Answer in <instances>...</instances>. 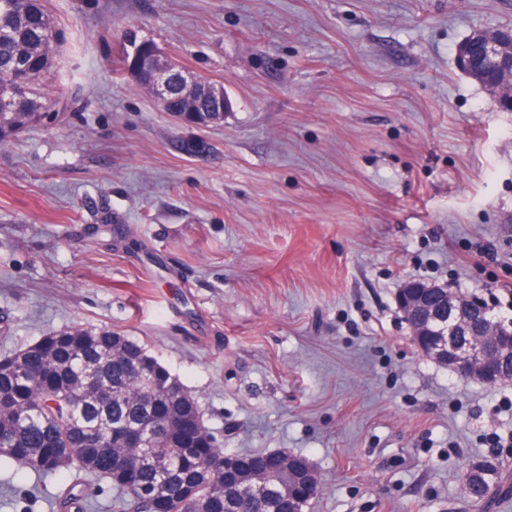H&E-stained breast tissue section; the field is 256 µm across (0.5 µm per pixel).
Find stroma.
Returning <instances> with one entry per match:
<instances>
[{"mask_svg":"<svg viewBox=\"0 0 512 512\" xmlns=\"http://www.w3.org/2000/svg\"><path fill=\"white\" fill-rule=\"evenodd\" d=\"M48 7L50 115L0 146V355L112 329L225 452L305 456L307 512H461L468 466L512 450V381L419 354L395 296L445 283L512 317V111L455 61L512 0ZM130 32L220 86L223 123L115 73ZM60 489L0 479V512Z\"/></svg>","mask_w":512,"mask_h":512,"instance_id":"obj_1","label":"stroma"}]
</instances>
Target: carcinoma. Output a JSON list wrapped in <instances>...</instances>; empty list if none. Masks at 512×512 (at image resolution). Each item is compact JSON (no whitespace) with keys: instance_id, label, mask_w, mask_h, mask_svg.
Listing matches in <instances>:
<instances>
[{"instance_id":"cac0c4a2","label":"carcinoma","mask_w":512,"mask_h":512,"mask_svg":"<svg viewBox=\"0 0 512 512\" xmlns=\"http://www.w3.org/2000/svg\"><path fill=\"white\" fill-rule=\"evenodd\" d=\"M54 21L47 0H0V91L15 85L19 70L35 72L27 95L0 112V144L23 132L30 114L46 106L36 81L52 65L55 44L46 38ZM165 367L128 336L102 328H71L0 357V465L24 469L37 483L63 474L72 481L56 497V512H88L85 478L115 491L112 512H304L308 482L289 487L306 498L296 504L270 475L268 453L247 451L250 474L224 477V449L205 426L181 427L199 414L187 391L167 387ZM27 408L20 418L17 410ZM152 432L139 448L110 436ZM512 488L500 465L493 484L462 488L467 512H485Z\"/></svg>"}]
</instances>
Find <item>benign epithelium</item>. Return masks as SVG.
Instances as JSON below:
<instances>
[{"mask_svg":"<svg viewBox=\"0 0 512 512\" xmlns=\"http://www.w3.org/2000/svg\"><path fill=\"white\" fill-rule=\"evenodd\" d=\"M154 44L129 37L122 48L126 60L125 74L145 90L166 112L181 121L204 126L209 119L200 118L192 107L172 106L171 82L179 80L185 96L193 97L205 81L184 75L173 63L159 64ZM458 69L478 80L498 96L504 106L512 107V29L478 31L459 45ZM398 309L410 330L411 341L422 355L448 364L465 379L495 384L503 379L499 367L512 364V331L506 330L484 299L446 285L410 280L396 294ZM427 320L442 324L443 335L431 340L422 328ZM499 462L473 464L464 482L497 477Z\"/></svg>","mask_w":512,"mask_h":512,"instance_id":"1","label":"benign epithelium"}]
</instances>
